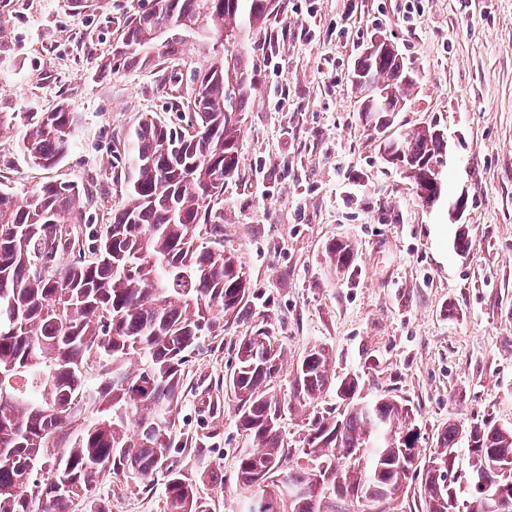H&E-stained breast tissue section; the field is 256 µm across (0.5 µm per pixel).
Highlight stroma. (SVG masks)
<instances>
[{
    "label": "stroma",
    "instance_id": "stroma-1",
    "mask_svg": "<svg viewBox=\"0 0 512 512\" xmlns=\"http://www.w3.org/2000/svg\"><path fill=\"white\" fill-rule=\"evenodd\" d=\"M157 0H28L0 27V112H47L67 102L82 121L63 162L44 169L14 155L0 182L98 176L95 219L122 194L105 167L145 112L179 121L173 104L204 60L163 54L150 66L107 68L122 26ZM316 7L301 46L279 37ZM387 39L413 83L397 124L443 130L444 194L421 203L387 165L360 120L350 76L371 42ZM255 89L243 114L239 168L224 185V245L251 300L186 365L171 459L211 512H239L236 455L244 438L224 377L237 337L274 330L290 364L326 347L335 376L364 395L407 399L431 450L448 422L512 424V0H278L248 45ZM467 198L460 220L448 202ZM467 235L469 248L454 242ZM351 245L338 273L325 245ZM222 398L212 416L209 395ZM204 446H185L188 438ZM111 512H163L164 477L109 479Z\"/></svg>",
    "mask_w": 512,
    "mask_h": 512
}]
</instances>
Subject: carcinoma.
<instances>
[{"instance_id":"carcinoma-1","label":"carcinoma","mask_w":512,"mask_h":512,"mask_svg":"<svg viewBox=\"0 0 512 512\" xmlns=\"http://www.w3.org/2000/svg\"><path fill=\"white\" fill-rule=\"evenodd\" d=\"M271 6L158 0L125 22L116 64L147 66L191 38L206 64L182 95L188 127L146 113L130 131L126 192L107 223L90 221L93 193L71 181L21 198L0 183V512H73L77 501L108 512L95 488L127 471L147 483L164 475V512H210L168 456L186 364L250 298L237 256L224 250L223 196L254 89L245 47ZM411 82L382 39L352 70L382 158L431 204L444 191L437 169L447 140L435 125L395 124ZM79 123L65 101L50 112H0V132L24 127L15 148L37 167L62 163ZM352 258L345 242L326 248L338 272ZM235 349L224 388L246 443L237 454L241 512H484L504 473L512 479V426L450 422L426 453L407 401L366 398L358 379H335L325 347L296 363L286 394L272 385L284 360L274 332L241 336ZM332 387L334 412L315 413L302 447H288L284 420Z\"/></svg>"}]
</instances>
